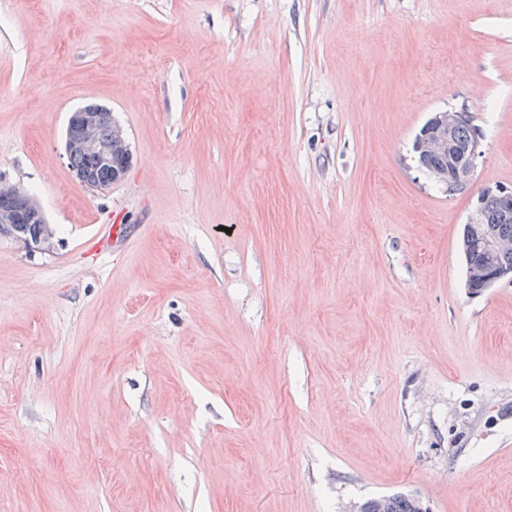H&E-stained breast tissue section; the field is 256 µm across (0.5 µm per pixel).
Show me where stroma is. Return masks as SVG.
<instances>
[{"mask_svg": "<svg viewBox=\"0 0 512 512\" xmlns=\"http://www.w3.org/2000/svg\"><path fill=\"white\" fill-rule=\"evenodd\" d=\"M451 107L454 196L412 150ZM0 179L53 231L0 238V512H512V283L459 246L512 187V0H0ZM100 110L101 106L99 104L88 103L73 113L66 129L65 151L67 157L77 148L91 151L99 155L103 162L108 164L111 168H114V166L122 163L124 154L118 146H115V148L112 147V143H117V145L129 152L127 140L123 129L119 125H115L112 119V112L107 108L100 114L98 133L102 139L106 140L112 132V138L110 141H102L99 139L97 135V121L98 112H100ZM130 163L131 156L126 155L123 167L121 169H114L112 177V172L104 166H101L97 158L90 153L75 150L69 157V164L73 170H82L96 181L108 183H95L90 181L84 173L73 171L75 179L81 185L96 191L106 190L111 187L112 184L122 180L127 173V168ZM111 180L112 182H110ZM465 117L466 111L463 109L450 108L435 112L428 118L419 135L417 146L423 152H439L448 156L418 152L415 142L413 144V152L420 166L429 168L425 169L427 174L444 185L448 195L460 193L472 183L476 161L481 154L482 139L476 135L480 133L479 127L473 123L472 117L468 115L467 121L458 126ZM455 129L457 139L467 142L460 143L454 138ZM443 166L446 167L438 168ZM374 500L378 503L380 510L383 509L385 502L384 512H430L429 509L422 507L417 498L404 494L390 495L386 501L385 497L375 498ZM421 507L422 511H420Z\"/></svg>", "mask_w": 512, "mask_h": 512, "instance_id": "obj_1", "label": "stroma"}]
</instances>
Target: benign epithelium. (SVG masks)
<instances>
[{"label": "benign epithelium", "mask_w": 512, "mask_h": 512, "mask_svg": "<svg viewBox=\"0 0 512 512\" xmlns=\"http://www.w3.org/2000/svg\"><path fill=\"white\" fill-rule=\"evenodd\" d=\"M101 106L88 103L73 113L66 129V154L77 148L91 151L101 157L103 162L112 164V143L128 149L123 129L116 125L112 138L102 141L97 135L98 112ZM466 111L463 109H446L433 113L423 126L418 138L419 149L425 152H439L448 155V166L429 169L427 174L436 182L445 186L448 195H455L465 190L473 181L476 161L481 154V136L477 135L467 142H458L454 131L464 121ZM493 197L501 202L497 223H512V188L504 186L486 187L477 197L475 206L464 226V239L468 248L480 250L489 255L505 251L509 244L500 239L484 219V203ZM45 223L44 214L36 201H30L26 211L0 208V237H7L23 244L29 251L44 249L51 236L29 237L24 233L26 224Z\"/></svg>", "instance_id": "obj_1"}]
</instances>
